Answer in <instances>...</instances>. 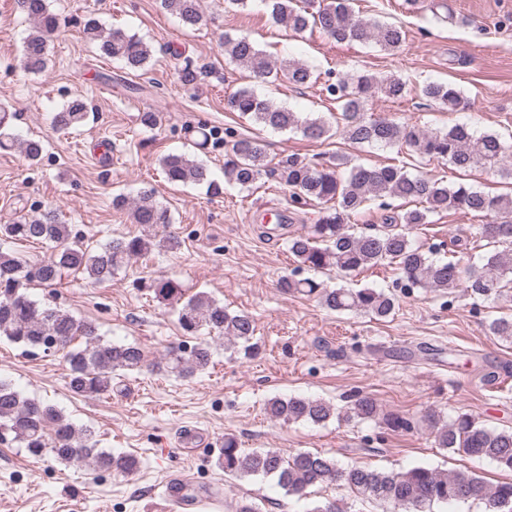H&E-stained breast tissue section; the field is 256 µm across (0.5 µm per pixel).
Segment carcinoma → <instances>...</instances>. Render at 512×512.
I'll return each mask as SVG.
<instances>
[{"instance_id": "obj_1", "label": "carcinoma", "mask_w": 512, "mask_h": 512, "mask_svg": "<svg viewBox=\"0 0 512 512\" xmlns=\"http://www.w3.org/2000/svg\"><path fill=\"white\" fill-rule=\"evenodd\" d=\"M270 9L277 24L296 33L317 28L339 43L376 45L384 51L396 50L404 39L402 27L367 20L356 14L354 0H259ZM33 27L23 41L24 70L39 74L49 62L48 46L59 27L58 15L51 12L48 0H18ZM160 7L176 16L184 26L195 27L203 19L201 0H160ZM86 38L98 43L103 55L129 71L143 70L149 63L151 45L136 34L119 29L106 30L93 18L84 26ZM219 47L229 61L246 69L253 84L240 87L227 99V107L254 123L273 131H296L313 141L335 136L359 147H399L421 158L441 159L460 170L494 168L512 175V143L496 133L476 135L466 124L446 129H422L407 122L365 115L366 102L375 95L400 100L410 94L406 80L396 76H377L369 72L338 77L327 86L336 104V126L314 113L294 112L277 106L255 85L271 84L278 75H287L297 86L309 84L314 76L310 67L294 58L276 62L259 48L248 34L236 38L220 37ZM204 68L187 60L178 69L184 87L197 85ZM421 97L444 112H455L465 104L461 92L448 83L429 81L419 88ZM12 115L0 105V149H19L26 161L34 163L43 153L41 142L22 140L11 133ZM88 119L86 102L76 97L52 115V123L68 133ZM168 182L207 186L219 191L208 166L185 153H169L161 158ZM274 180L288 190L297 204L320 208L315 223L288 242V251L298 264L312 271L334 270L346 277L378 266H393L399 271L404 288H426L453 295L461 290L474 301H489L512 296V195L492 194L424 174H412L405 165H358L345 173L332 161H303L294 156L270 166L259 144L251 138L236 140L224 154V181L249 190L261 178ZM375 203L392 214L382 224L354 228L355 217ZM112 204L127 210L131 223L143 233L113 238L98 249L84 245L73 234L71 225L48 207L11 224H0V240L38 242L52 253L33 263L15 253L0 249V339L30 348L63 353L69 365L68 387L77 395L112 392L118 371L140 370L147 365L143 349L134 344H118L104 339L96 324L78 320L33 298L28 289L38 285L55 286L66 271L82 273L93 283L112 280L130 260L154 250L174 252L181 248L175 235L158 236L154 230L171 223L168 209L152 191L137 198L113 197ZM460 210L481 219L473 236L452 237L448 256L438 257L412 239V232L433 217ZM485 243L491 251L476 267L462 264L457 254ZM505 250H498L500 246ZM280 287L286 295H315L334 312H361L387 319L395 311V299L370 286L329 288L313 278L285 277ZM144 288L160 302L176 304L177 323L185 336L215 332L231 345L251 355L256 323L246 312H231L205 292L184 297L181 284L172 278H151ZM489 330L512 342V319L495 318ZM211 362L209 344L190 351H171L164 362L155 363L177 378L188 379L205 370ZM268 413L287 421L322 424L331 418L375 419L380 414L377 402L369 395L357 397L343 409L323 399L272 398ZM386 424L394 432H407L414 422L404 416L388 414ZM424 421L435 434L439 447L472 457L488 458L512 470V429L489 427L478 417L460 412L449 420L431 412ZM10 433L29 454L48 456L60 463H84L100 470L130 474L140 466L131 454H113L97 448L92 432L75 425L54 405L24 398L14 386L0 379V436ZM224 474L237 479L261 476L272 478L289 495L300 498L315 485L348 487L373 501L392 503L411 512H424L434 504L479 501L488 512H512V482L487 484L482 477L467 471L452 473L414 466L398 471H383L362 466L341 467L320 453L299 451L284 456L274 449L241 450L235 438L224 437V448L217 458Z\"/></svg>"}]
</instances>
